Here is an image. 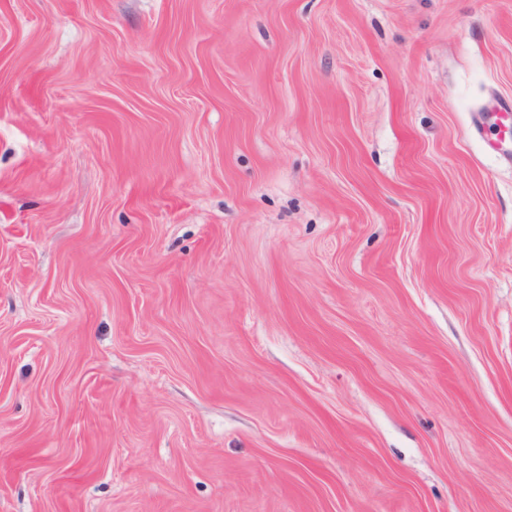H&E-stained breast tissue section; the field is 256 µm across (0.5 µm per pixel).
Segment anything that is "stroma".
Wrapping results in <instances>:
<instances>
[{"label": "stroma", "mask_w": 512, "mask_h": 512, "mask_svg": "<svg viewBox=\"0 0 512 512\" xmlns=\"http://www.w3.org/2000/svg\"><path fill=\"white\" fill-rule=\"evenodd\" d=\"M512 0H0V512H512Z\"/></svg>", "instance_id": "1"}]
</instances>
